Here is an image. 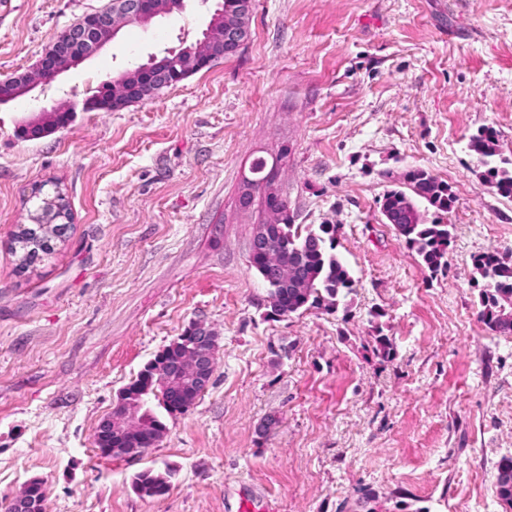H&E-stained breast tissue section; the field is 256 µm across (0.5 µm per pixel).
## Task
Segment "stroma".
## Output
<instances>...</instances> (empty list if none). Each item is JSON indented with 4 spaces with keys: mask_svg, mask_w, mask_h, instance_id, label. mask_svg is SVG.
Returning <instances> with one entry per match:
<instances>
[{
    "mask_svg": "<svg viewBox=\"0 0 512 512\" xmlns=\"http://www.w3.org/2000/svg\"><path fill=\"white\" fill-rule=\"evenodd\" d=\"M110 0H0V79L30 70ZM216 0L124 26L38 86L69 125L35 140L34 105L0 104V512L44 480L46 512H506L512 335L479 317L475 255L512 252V198L468 148L512 159V0H254L236 55L114 112L98 85L197 45ZM276 166L294 223L337 225L355 279L337 312L272 314L249 262L263 206L238 197ZM413 168L448 184V267L431 274L381 212ZM62 188L72 224L19 266L13 234ZM215 331L209 387L144 454L101 457L121 391L191 323ZM389 337L393 360L376 351ZM170 472L159 497L136 474ZM468 147L478 156L482 167L483 178L497 192L505 197L512 196V168L500 166L497 161L499 151L496 144V133L491 128L480 129L469 139ZM495 485L498 499L509 496L512 508V457L503 458L498 464Z\"/></svg>",
    "mask_w": 512,
    "mask_h": 512,
    "instance_id": "stroma-1",
    "label": "stroma"
}]
</instances>
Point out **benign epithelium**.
Wrapping results in <instances>:
<instances>
[{
  "label": "benign epithelium",
  "mask_w": 512,
  "mask_h": 512,
  "mask_svg": "<svg viewBox=\"0 0 512 512\" xmlns=\"http://www.w3.org/2000/svg\"><path fill=\"white\" fill-rule=\"evenodd\" d=\"M158 17L155 0H122L121 10L117 13L101 10L86 14L81 24L68 29L63 38L70 49L69 66L74 67L98 53L117 36L124 25H145ZM249 37L250 28L244 25L229 24L224 27V54L228 57L237 54ZM175 58L174 62L168 59L159 62L157 57H152L149 63L139 66L137 83L118 86L108 82L102 87V96L110 100L115 94L129 103H135L140 101L142 87L162 84L171 76L185 79L194 72L210 67L212 62V55L208 51L196 52L186 61L178 53ZM65 71L67 68L59 65L53 53L46 50L32 70L24 73V79L14 76L0 80V103L28 94L38 86L55 80ZM267 196L268 210L274 220L261 226L252 242L251 253L262 256L263 277L280 282L288 276V269L282 266L279 253L270 249L269 243L271 224L277 223L276 217L280 215L278 203L281 198L271 190H267ZM69 223L68 217L60 215L54 224H22L19 229L31 230L41 239L57 240L64 238ZM175 343L181 345V356L174 366L162 373V388L168 391L170 399L177 404V394L181 389L193 387L205 390L209 386L216 363L217 335L205 325L195 323L189 328L188 335L178 337ZM114 429L133 432L136 424L124 418L115 423L108 416L100 421L95 439H100ZM32 486L33 483H28L25 493L9 503L10 512H30L33 509Z\"/></svg>",
  "instance_id": "obj_1"
}]
</instances>
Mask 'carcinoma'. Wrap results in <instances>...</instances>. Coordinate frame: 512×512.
<instances>
[{
  "label": "carcinoma",
  "instance_id": "1",
  "mask_svg": "<svg viewBox=\"0 0 512 512\" xmlns=\"http://www.w3.org/2000/svg\"><path fill=\"white\" fill-rule=\"evenodd\" d=\"M238 17L234 9L213 14L210 25L212 39L224 33V22ZM468 147L478 156L484 167L483 178L505 197L512 196V168L503 166L505 160H497L499 151L496 133L483 128L469 139ZM425 202L439 212L451 208L453 196L447 185L438 181L428 171L416 168L405 174L404 182L386 191L382 200V213L397 217L396 232L409 248L415 250L422 264L433 274L447 267L448 247L452 239V225L439 220L428 223L417 216L419 204ZM282 223L276 225L270 246L282 253L288 265V282L268 285L267 294L276 297L270 303L277 316H289L300 310L337 312L353 291L354 278L348 265L336 254V225L320 224L305 228L291 223L286 212L288 202L282 201ZM475 283L479 284L480 318L492 331L512 335V256L496 250L480 253L473 258ZM163 369V360L156 357L139 373L130 386L148 400L143 406L145 420L154 442H159L167 426L155 414L153 405L175 416L183 410L175 407L162 387L156 384ZM497 496H509L512 500V457L503 458L497 467ZM134 488L142 497L154 498L168 490V477L151 470L138 474Z\"/></svg>",
  "mask_w": 512,
  "mask_h": 512
}]
</instances>
